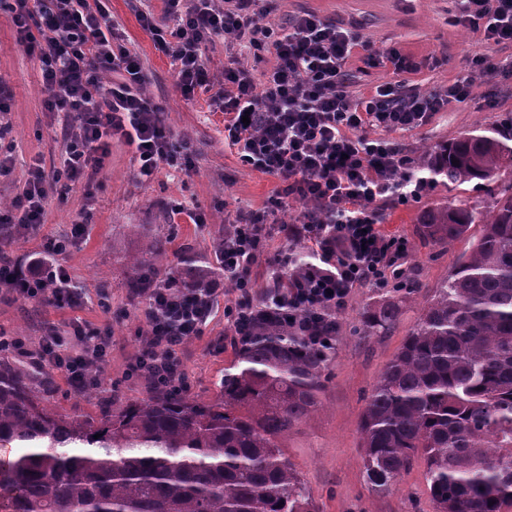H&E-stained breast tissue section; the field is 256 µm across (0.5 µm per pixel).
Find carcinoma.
Returning a JSON list of instances; mask_svg holds the SVG:
<instances>
[{
  "mask_svg": "<svg viewBox=\"0 0 512 512\" xmlns=\"http://www.w3.org/2000/svg\"><path fill=\"white\" fill-rule=\"evenodd\" d=\"M459 165L452 164V160ZM448 187L477 180L491 210L458 200L420 219L434 242L468 238L368 396L360 422L368 484L386 491L420 458L433 512H512V135L479 127L418 160ZM167 236L130 264L134 288H197L186 256L180 277L157 279ZM303 252L272 277H299ZM399 307L382 300L366 331H386ZM332 354L298 324L246 309L234 360L211 402L150 388L96 416L61 414L9 349H0V512H315L281 440L321 403ZM99 438H94V435Z\"/></svg>",
  "mask_w": 512,
  "mask_h": 512,
  "instance_id": "1",
  "label": "carcinoma"
}]
</instances>
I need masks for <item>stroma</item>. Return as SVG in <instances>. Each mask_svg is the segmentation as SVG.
<instances>
[{
  "label": "stroma",
  "mask_w": 512,
  "mask_h": 512,
  "mask_svg": "<svg viewBox=\"0 0 512 512\" xmlns=\"http://www.w3.org/2000/svg\"><path fill=\"white\" fill-rule=\"evenodd\" d=\"M10 2L0 0V78L11 93L7 120L15 162L11 175L0 179V206L10 204L21 192L33 165L52 167L60 153V141L54 133L56 115L44 108L39 70L15 44ZM102 5L115 21L124 44L137 54L147 72L148 92L164 108L175 138L189 141L193 169L187 173L166 167L152 181L139 183L132 175L130 148L113 141L93 201H86L79 189L59 198L54 183H45L43 224L6 248L21 265L43 253L48 239L69 236L74 220L87 221L83 235L73 241L67 253L53 260L54 265L67 269L73 285L82 288L85 298L80 307H57L36 298H20L0 287V331L25 339L27 353L22 363H29L30 353L36 352L52 324L60 327L77 319L109 339L110 362L97 397L87 398L73 390L61 372L51 373L54 406L63 413L83 415L97 414L102 400L121 404L143 398L149 387L147 379L126 376L146 343L141 314L144 301L135 297L129 286L128 261L142 252L147 238L170 236L166 269L176 271L183 247L210 253L213 244L231 232L237 213L266 211L280 186L277 178L245 165L233 149L225 147L222 118L211 112L207 95L188 101L176 90L171 61L142 29L135 0H102ZM307 12L363 35L377 49L397 48L412 60V70L397 74L391 64L370 63L362 49H354L344 66V81L352 97L389 83L443 93L459 79L471 80L463 102L449 104L425 125L391 133L370 128L368 138L398 142L413 158L465 131L498 127L512 120V78L472 71V59L479 53L493 54L500 65L512 64V43L490 44L484 41L482 31L463 27L459 22L460 0H277L266 22L286 27ZM232 55L259 81L275 64L273 55L257 57L239 47L228 51L219 42L208 52L210 70L221 74ZM456 197L482 212L492 204L485 185L475 181L455 189L438 186L405 204L395 201L376 206L384 229L406 237L412 246L402 262L406 291L398 290L397 280L389 282L400 305L399 318L390 330L366 332L363 315L374 307L381 291L371 285L352 289L346 305L336 313V354L321 405L282 442V450L317 512H433L423 460H416L389 490H371L361 462L359 424L366 399L386 364L422 308L469 251L468 239L439 245L420 234L422 212ZM301 210V204L289 202L266 226L268 247L254 265V305L263 303L274 258L291 256L307 247L306 242L285 239L280 232L281 225L294 222ZM191 211L201 214L203 223H191L187 217ZM238 297L233 284H224L202 334L176 352L181 369L188 375L186 391L191 397L214 399L216 385L233 359L229 310Z\"/></svg>",
  "instance_id": "1"
}]
</instances>
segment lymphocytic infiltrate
<instances>
[{
    "instance_id": "obj_1",
    "label": "lymphocytic infiltrate",
    "mask_w": 512,
    "mask_h": 512,
    "mask_svg": "<svg viewBox=\"0 0 512 512\" xmlns=\"http://www.w3.org/2000/svg\"><path fill=\"white\" fill-rule=\"evenodd\" d=\"M168 26L152 12L138 19L170 58L176 85L185 99L208 94L224 116V140L240 160L281 181L271 203H305L293 223L282 225L285 238L316 248L311 265L291 287L277 295L280 315L342 309L355 286H384L399 275L398 263L410 247L405 237L382 231L372 204L415 200L431 187L429 177L411 175V160L393 142L371 139L376 127L407 132L426 123L450 103L468 95L469 80L449 85L447 93L397 95L394 85L351 98L342 68L359 35L312 13L291 28L272 27L266 17L274 0H166ZM463 26L482 29L486 41L512 43V0H464ZM10 10L16 44L40 71L46 111L62 115L65 148L52 171L31 169L22 192L0 208V225L32 228L44 222V183L53 179L62 193L83 187L92 193L110 155L113 140L132 149L140 181H150L164 166L187 159L188 142L176 141L164 110L148 91L135 54L121 43L101 0H13ZM246 43L269 52L275 66L263 82L230 59L215 76L205 52L215 39ZM266 214L237 216L224 239V279L241 297L252 295V265L267 247ZM0 284L25 298H41L77 307L81 295L70 286L65 268L48 271L41 258L26 266L0 264ZM218 292L216 281L185 293L180 288L145 289L152 314L145 323L146 346L129 367L130 376L149 378L159 388L181 389L185 376L174 354L201 335ZM43 362L82 391L96 384V371L109 361V341L79 321L50 328L40 347Z\"/></svg>"
}]
</instances>
